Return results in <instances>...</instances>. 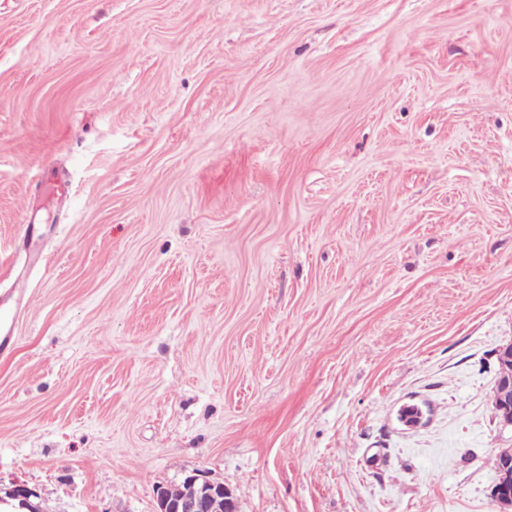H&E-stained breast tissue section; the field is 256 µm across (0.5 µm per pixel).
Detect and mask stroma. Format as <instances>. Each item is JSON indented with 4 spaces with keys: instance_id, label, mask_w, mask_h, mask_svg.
<instances>
[{
    "instance_id": "35a3bbf8",
    "label": "stroma",
    "mask_w": 512,
    "mask_h": 512,
    "mask_svg": "<svg viewBox=\"0 0 512 512\" xmlns=\"http://www.w3.org/2000/svg\"><path fill=\"white\" fill-rule=\"evenodd\" d=\"M19 278L0 485L42 512L195 470L239 512H498L512 0H0ZM4 495H2V487L0 485V511L1 512H16L10 510L2 511V505H9L13 501L19 502V507L25 509L27 512H39L32 498L36 497V492L29 488L24 483L14 482L10 487L4 489Z\"/></svg>"
}]
</instances>
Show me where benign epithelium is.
<instances>
[{"label": "benign epithelium", "instance_id": "7a95c632", "mask_svg": "<svg viewBox=\"0 0 512 512\" xmlns=\"http://www.w3.org/2000/svg\"><path fill=\"white\" fill-rule=\"evenodd\" d=\"M498 383L493 395V405L499 422L512 427V397L505 392L512 391V346L503 347L497 357ZM36 492L24 483L14 482L0 494V506L13 501L26 512H39L32 498ZM492 498L499 512H512V454L503 457L498 482L492 490ZM155 512H238V504L224 483L213 481L201 473L184 477L180 493L172 495L162 487L156 493Z\"/></svg>", "mask_w": 512, "mask_h": 512}]
</instances>
